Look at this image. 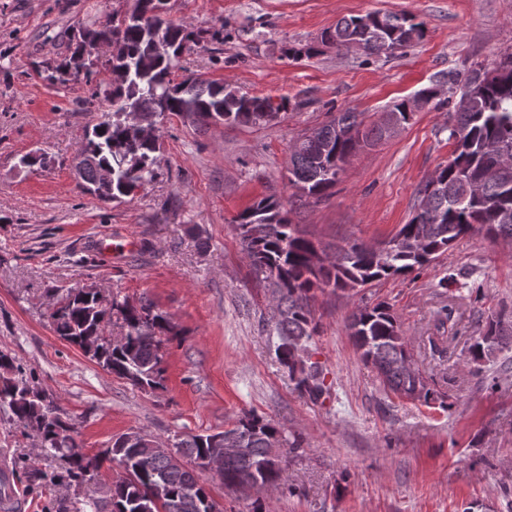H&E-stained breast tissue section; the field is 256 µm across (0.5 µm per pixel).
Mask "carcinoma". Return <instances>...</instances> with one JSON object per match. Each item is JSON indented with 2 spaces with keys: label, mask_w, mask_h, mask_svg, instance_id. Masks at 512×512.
<instances>
[{
  "label": "carcinoma",
  "mask_w": 512,
  "mask_h": 512,
  "mask_svg": "<svg viewBox=\"0 0 512 512\" xmlns=\"http://www.w3.org/2000/svg\"><path fill=\"white\" fill-rule=\"evenodd\" d=\"M420 22L393 12H373L344 17L323 32L321 39L334 41L341 50L353 43L367 56L378 45L389 43L400 50L423 38ZM90 37L112 40V56L104 62L119 79L112 87L96 90L86 100V111L97 112L96 123L87 130L77 150L80 187L103 201L134 196V190L155 177L156 139H136L118 112L103 111V104L143 111L182 115L204 126L212 121L242 125L268 123L285 108L266 97L248 96L224 84L202 79L176 83L172 70L178 66L184 45L193 32L170 19L144 21L132 16L120 20L95 19L69 38L68 54L43 65L46 80L65 86L84 78L92 80L96 62L82 59ZM437 84L448 85V93L464 94L474 89L468 108L448 110V141L453 143L451 162L439 166L418 192L413 214L393 238L399 242L385 251L366 247L359 240L329 246L308 236L291 223L283 203L266 196L254 202L235 220L234 228L255 278L265 283L272 304L264 326L276 337L275 356L288 372L295 389L317 401L329 391L324 365L312 360L311 348L319 326L313 301L316 292L341 291L349 297L375 282L406 276L428 266L448 252L460 237L479 233L491 239L512 241V169L502 172L495 157L486 150L489 142L500 146L512 158V52L503 53L487 68L472 71L465 78L452 71L441 75ZM340 126L362 128V144L341 142ZM389 136L388 131L362 112L347 109L332 116L310 133L293 141L289 153V183L301 196L321 200L331 195L337 181L336 163L355 155L362 147L373 146ZM112 167V183L98 180V168ZM442 188L429 191L433 183ZM117 315L122 320L126 340L112 345L104 336L105 327ZM55 330L65 341L92 355L108 373L141 389H155L162 380L164 336L173 326L167 315L142 301H112L102 308L96 295L72 289L54 311ZM455 327L453 310H441L435 320L436 335L430 345L444 339ZM346 328L361 358L376 370L385 389L411 401L426 404L436 391L420 372L406 374L395 367L409 338L392 307L385 301L357 306ZM512 339V319L492 313L479 322L466 363L475 373L482 364L502 351ZM0 402L8 404L16 421L36 430L43 447L66 457L69 480L83 484L96 480L99 456L79 450L72 427L57 407L44 402L30 386L20 367L0 354ZM241 440L244 452L224 458V488L233 492H260L267 486L286 482L281 449L296 453L297 438L290 440L272 420L245 412L233 428L206 435H191L176 445L178 458L156 453L155 438L146 432L125 433L114 440L108 453L122 474L112 481L111 500L87 502L92 512H219L210 489L199 481L195 469L203 470L206 460L219 451L227 435ZM190 458L195 468L184 463Z\"/></svg>",
  "instance_id": "1"
}]
</instances>
